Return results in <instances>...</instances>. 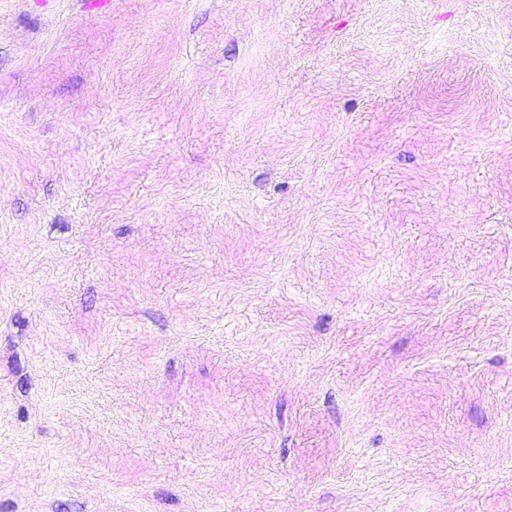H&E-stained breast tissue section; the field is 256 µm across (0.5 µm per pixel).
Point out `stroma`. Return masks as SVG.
<instances>
[{"label": "stroma", "instance_id": "1", "mask_svg": "<svg viewBox=\"0 0 512 512\" xmlns=\"http://www.w3.org/2000/svg\"><path fill=\"white\" fill-rule=\"evenodd\" d=\"M0 512H512V0H0Z\"/></svg>", "mask_w": 512, "mask_h": 512}]
</instances>
